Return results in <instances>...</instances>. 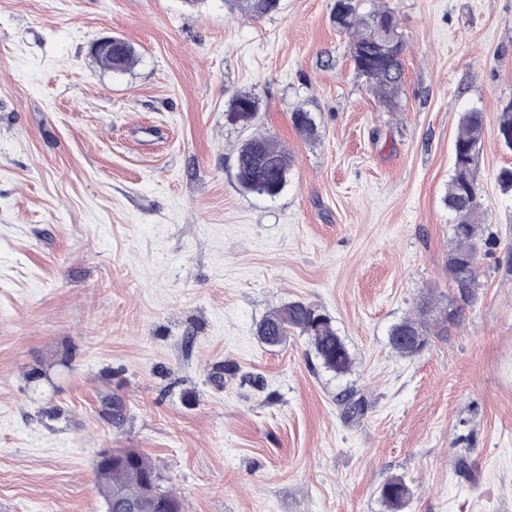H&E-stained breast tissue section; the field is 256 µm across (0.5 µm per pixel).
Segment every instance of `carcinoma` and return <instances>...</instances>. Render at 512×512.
I'll return each instance as SVG.
<instances>
[{
  "label": "carcinoma",
  "instance_id": "cac0c4a2",
  "mask_svg": "<svg viewBox=\"0 0 512 512\" xmlns=\"http://www.w3.org/2000/svg\"><path fill=\"white\" fill-rule=\"evenodd\" d=\"M280 0H224L228 10L241 14H268L278 10ZM362 0H336L333 20L348 35L350 54L355 70L366 78L369 89L386 112L398 108V94L403 80V56L406 44L398 32V19L390 9L365 12ZM136 58L133 47L122 40L112 46V53H98L95 59L113 72L128 70ZM257 104L249 94H240L232 102L227 120L243 128L256 118ZM297 132L308 140L318 137L311 113H291ZM485 129L484 113L465 112L453 147V173L448 181L444 202L453 214L450 231L453 247L448 252V277L451 296L448 308L438 312L424 298L414 316L403 318L390 330L389 343L403 357H415L432 343V337L450 331L448 318L460 324L465 310L471 306L481 286L478 271L480 250L494 252L501 245L497 238H482L483 202L478 181L480 144ZM500 143L512 150V101L506 103L497 118ZM237 180L246 192L275 197L288 183L293 159L272 136L259 134L244 140L235 153ZM257 336L265 344L278 346L290 335L307 338L321 365L336 374H345L352 367V357L339 336L333 319L303 300H291L267 315L258 325ZM112 467L94 465L100 494L110 503L118 490L127 500H137L148 489L159 500L172 503L175 512H182L180 500L159 485L156 470L135 449H120ZM380 497L388 512H403L412 498V491L399 477L388 479L380 489Z\"/></svg>",
  "mask_w": 512,
  "mask_h": 512
}]
</instances>
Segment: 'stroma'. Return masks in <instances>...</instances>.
Returning <instances> with one entry per match:
<instances>
[{"label": "stroma", "instance_id": "obj_1", "mask_svg": "<svg viewBox=\"0 0 512 512\" xmlns=\"http://www.w3.org/2000/svg\"><path fill=\"white\" fill-rule=\"evenodd\" d=\"M336 0L231 14L224 0H0V512H106L94 458H150L183 512H512V279L480 252L459 326L405 358L391 327L448 305L444 203L462 113L484 112V236H512L496 117L512 100V0H377L406 41L385 112ZM118 36L116 74L91 55ZM241 93L249 128L225 114ZM311 113L303 140L291 112ZM276 137L270 199L235 150ZM302 299L352 356L256 334ZM353 391L365 412L348 417ZM120 397L123 419L112 417ZM465 458L466 469L456 461ZM116 40L117 38H112V36L103 37L93 44L92 52H97L101 49L108 51L109 53L93 55L104 68L113 72H123L131 67L136 58V53L133 47L126 41L124 42L119 39L115 45H112ZM235 166L242 190L276 197L288 183L293 159L274 137L259 134L237 148ZM380 497L387 512H404L410 504L412 491L402 478L391 477L381 486Z\"/></svg>", "mask_w": 512, "mask_h": 512}]
</instances>
